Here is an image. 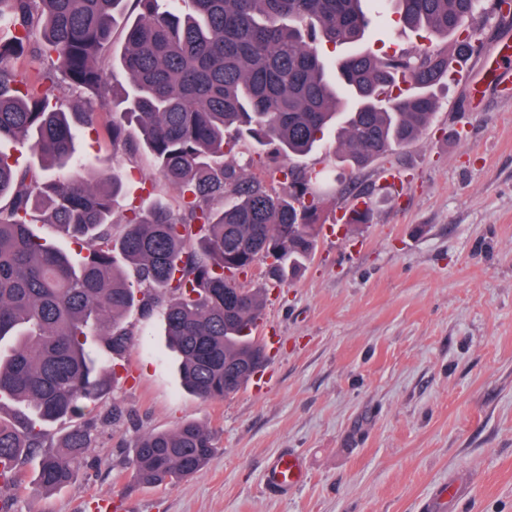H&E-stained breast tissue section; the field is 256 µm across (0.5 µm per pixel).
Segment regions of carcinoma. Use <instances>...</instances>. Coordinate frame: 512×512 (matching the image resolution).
Returning a JSON list of instances; mask_svg holds the SVG:
<instances>
[{
	"mask_svg": "<svg viewBox=\"0 0 512 512\" xmlns=\"http://www.w3.org/2000/svg\"><path fill=\"white\" fill-rule=\"evenodd\" d=\"M375 1L425 38L476 50L465 24L481 0H0V141L28 146L38 165L0 151V512H12L24 460L38 456L45 489L75 481L95 440L88 404L108 391L102 364L131 346L130 313L161 310L186 389L202 401L237 391L266 359L253 336L261 292L242 286L260 260L272 276L296 275L315 249L323 177L285 166L282 190L226 160L249 138L270 157H304L336 130V158L354 171L415 142L436 102L428 89L449 76L447 50L333 61L320 51L361 41ZM127 18L124 49L112 51ZM44 67L22 85L5 60L29 49ZM112 107L114 155L145 152L178 194V208L146 198L112 237L118 167L85 175L78 131L98 113L66 110L58 76ZM412 83L416 91L394 89ZM35 224H51L42 237ZM77 245L67 252L60 241ZM63 422L62 455L46 448ZM217 451L195 421L140 435L131 488H160L198 474Z\"/></svg>",
	"mask_w": 512,
	"mask_h": 512,
	"instance_id": "carcinoma-1",
	"label": "carcinoma"
}]
</instances>
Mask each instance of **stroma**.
<instances>
[{"label": "stroma", "instance_id": "1", "mask_svg": "<svg viewBox=\"0 0 512 512\" xmlns=\"http://www.w3.org/2000/svg\"><path fill=\"white\" fill-rule=\"evenodd\" d=\"M481 51L512 42L496 0L466 23ZM364 48L421 54L429 42L385 14ZM512 68L472 107L463 83L432 89L438 108L408 147L353 173L336 139L301 158L323 172L315 250L283 284L264 266L255 331L263 370L228 398L204 402L182 385L160 313L131 314L134 342L113 390L93 405L95 442L77 480L55 490L24 467L17 512H512ZM99 108L75 141L97 169L119 165L129 197L176 203L144 154L114 158ZM401 181H386V172ZM365 224L337 216L356 203ZM193 420L217 452L194 477L127 491L137 436ZM300 455L306 478L269 494L280 454ZM456 485L452 500L442 499Z\"/></svg>", "mask_w": 512, "mask_h": 512}]
</instances>
